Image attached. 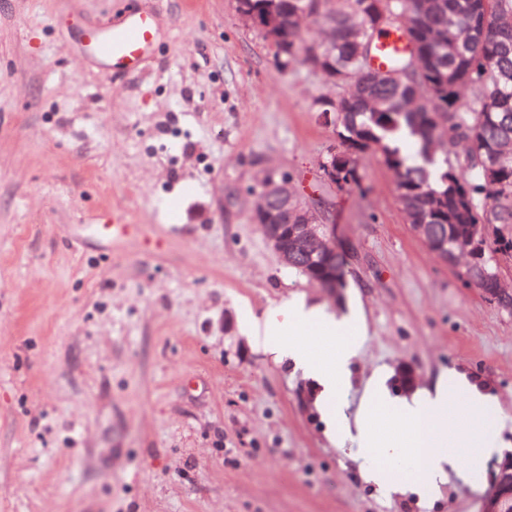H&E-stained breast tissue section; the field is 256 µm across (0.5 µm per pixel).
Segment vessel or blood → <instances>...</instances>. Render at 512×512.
Listing matches in <instances>:
<instances>
[{"instance_id": "1", "label": "vessel or blood", "mask_w": 512, "mask_h": 512, "mask_svg": "<svg viewBox=\"0 0 512 512\" xmlns=\"http://www.w3.org/2000/svg\"><path fill=\"white\" fill-rule=\"evenodd\" d=\"M157 29L153 13L133 6L125 11L119 22L90 24L85 37L94 59L112 77L118 78L140 66L156 44ZM409 48L405 29L387 31L378 38L376 66L382 69L390 67L397 58L405 56Z\"/></svg>"}]
</instances>
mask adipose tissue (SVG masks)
<instances>
[{
  "label": "adipose tissue",
  "instance_id": "1",
  "mask_svg": "<svg viewBox=\"0 0 512 512\" xmlns=\"http://www.w3.org/2000/svg\"><path fill=\"white\" fill-rule=\"evenodd\" d=\"M362 323L359 314L337 320L326 316L320 307L302 303L268 309L262 317L263 334L272 353H288L294 363L310 373L318 389L317 398L328 415L336 412L349 384L348 365L356 344L349 331ZM285 326L337 337L340 346L336 356L323 362L313 348L283 336L281 329ZM489 405V396L476 387L452 388L444 381L395 405L387 400L381 382L370 380L355 411L353 430L361 448L376 454L381 463L363 470L364 482L392 489L407 481L434 484L451 476L466 480L468 466L494 450L486 426ZM385 412L407 424V439L378 433L374 420Z\"/></svg>",
  "mask_w": 512,
  "mask_h": 512
}]
</instances>
